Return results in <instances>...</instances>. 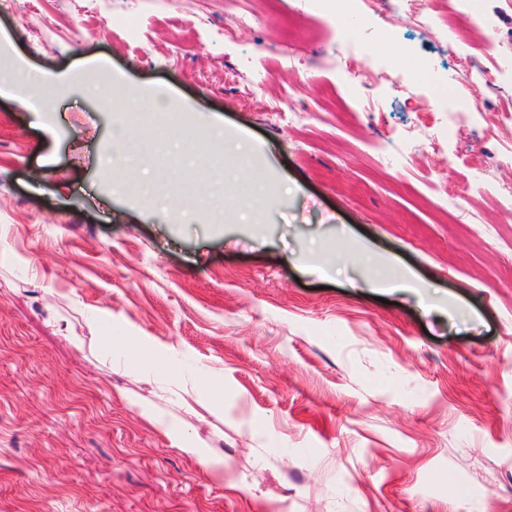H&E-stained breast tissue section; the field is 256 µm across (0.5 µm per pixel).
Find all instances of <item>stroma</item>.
I'll list each match as a JSON object with an SVG mask.
<instances>
[{
  "instance_id": "obj_1",
  "label": "stroma",
  "mask_w": 512,
  "mask_h": 512,
  "mask_svg": "<svg viewBox=\"0 0 512 512\" xmlns=\"http://www.w3.org/2000/svg\"><path fill=\"white\" fill-rule=\"evenodd\" d=\"M345 5V31L333 0H272L230 36L225 16L250 0L0 6L31 73L0 95V512H512V223L490 191L512 182V141L482 116L512 111V0H434L466 33L454 46ZM484 19L502 39L491 57ZM347 37L356 85L335 69ZM93 58L180 209L115 193L116 119L87 93ZM450 73L467 105L431 148L417 111L447 110L427 78ZM285 98L296 115L281 122ZM174 111L195 119L190 165ZM217 120L254 144L248 166L272 191L244 221L232 181L215 196ZM404 278L406 291L374 286ZM91 320L95 346L76 351L67 335ZM142 346L171 371L150 374ZM179 435L210 443L223 480Z\"/></svg>"
}]
</instances>
